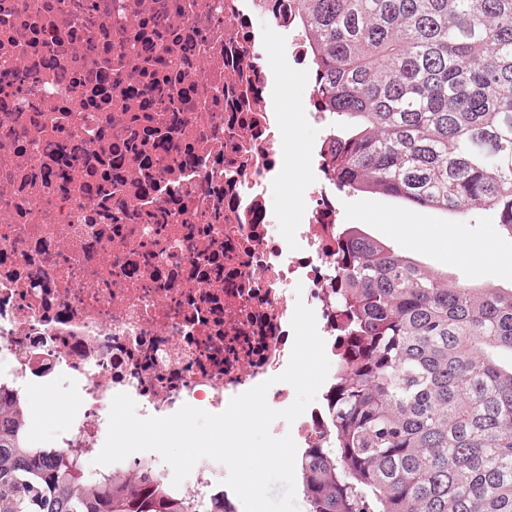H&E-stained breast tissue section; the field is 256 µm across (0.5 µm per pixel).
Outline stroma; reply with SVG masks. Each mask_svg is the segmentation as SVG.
<instances>
[{
	"label": "stroma",
	"instance_id": "obj_1",
	"mask_svg": "<svg viewBox=\"0 0 512 512\" xmlns=\"http://www.w3.org/2000/svg\"><path fill=\"white\" fill-rule=\"evenodd\" d=\"M268 42L277 44L281 63L278 68L279 93L276 100L278 111L293 113L291 138L288 143V161L297 164L306 147L318 141L325 133L322 126L306 123L298 119L297 111L309 93L310 87L304 75L295 68L286 38L278 33L272 23L265 18L259 19ZM404 207L379 196L346 195L342 198L341 219L346 224L365 225L368 232L375 237L390 242L406 255L423 260L430 267L446 270L461 278L475 283L512 284V239L500 235L491 215L477 217L474 223H455L451 218L437 211L424 209L412 210L416 224L424 229H450L454 236L453 252H445L424 244L419 239L403 234L394 223V216L407 213ZM495 238L499 244L503 262L482 260L467 256L466 250L470 242ZM30 403L34 414L33 426L39 440L53 439L62 430L67 418L77 413V401L71 387L55 388L53 393L33 390Z\"/></svg>",
	"mask_w": 512,
	"mask_h": 512
}]
</instances>
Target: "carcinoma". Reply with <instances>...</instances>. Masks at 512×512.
<instances>
[{
    "label": "carcinoma",
    "mask_w": 512,
    "mask_h": 512,
    "mask_svg": "<svg viewBox=\"0 0 512 512\" xmlns=\"http://www.w3.org/2000/svg\"><path fill=\"white\" fill-rule=\"evenodd\" d=\"M343 194L512 238V0H297ZM346 351L331 436L304 450L307 512H512V288L436 272L345 228ZM0 512H211L140 472L89 484L35 455L0 401Z\"/></svg>",
    "instance_id": "cac0c4a2"
}]
</instances>
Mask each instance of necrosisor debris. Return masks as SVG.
<instances>
[{
	"label": "necrosis or debris",
	"mask_w": 512,
	"mask_h": 512,
	"mask_svg": "<svg viewBox=\"0 0 512 512\" xmlns=\"http://www.w3.org/2000/svg\"><path fill=\"white\" fill-rule=\"evenodd\" d=\"M260 17L310 73L295 0H0V389L28 431L33 388L68 379L81 406L38 452L89 464L119 393L215 414L266 381L287 408L300 302L340 356L342 200L320 140L300 221L273 205L290 123ZM325 404L289 425L297 447L327 439ZM223 479L205 458L171 493L244 512Z\"/></svg>",
	"instance_id": "obj_1"
}]
</instances>
